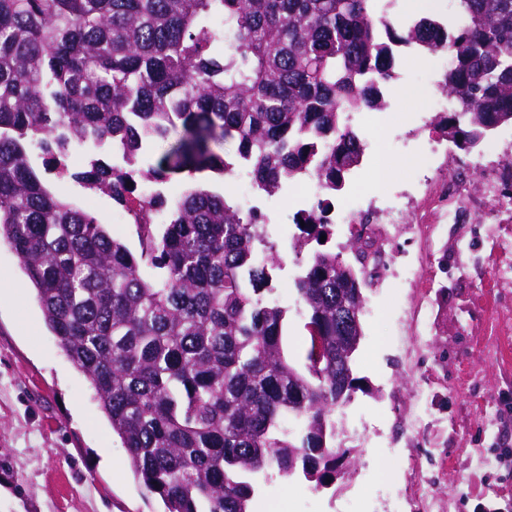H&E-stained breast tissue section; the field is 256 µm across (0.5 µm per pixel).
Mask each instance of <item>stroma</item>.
<instances>
[{
  "mask_svg": "<svg viewBox=\"0 0 512 512\" xmlns=\"http://www.w3.org/2000/svg\"><path fill=\"white\" fill-rule=\"evenodd\" d=\"M388 108L354 124L366 142L336 205L386 194L414 200L451 174L460 207L453 224L424 233L403 228L386 240L390 264L364 291V335L353 374L359 387L331 416L336 441L351 451L345 477L318 488L303 474L261 480L250 512H512V223L489 235L482 174L512 156V125L472 152L430 125L442 59L417 51L399 58ZM395 167L385 184L379 161ZM50 189L91 208L130 249L132 226L116 224L111 196L71 177L48 175ZM305 195L288 185L270 199L269 237L282 259L275 294L287 316L283 347L300 362L305 318L291 248ZM444 258L437 273L427 251ZM134 477L120 438L88 383L47 329L36 293L0 243V512H161Z\"/></svg>",
  "mask_w": 512,
  "mask_h": 512,
  "instance_id": "35a3bbf8",
  "label": "stroma"
}]
</instances>
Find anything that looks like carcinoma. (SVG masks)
Here are the masks:
<instances>
[{
  "instance_id": "carcinoma-1",
  "label": "carcinoma",
  "mask_w": 512,
  "mask_h": 512,
  "mask_svg": "<svg viewBox=\"0 0 512 512\" xmlns=\"http://www.w3.org/2000/svg\"><path fill=\"white\" fill-rule=\"evenodd\" d=\"M452 2L446 17L398 25L384 0H0V242L164 512H249L271 469L336 480L330 415L357 388L375 272L307 257L294 280L307 331L296 367L287 310L265 298L280 257L228 182L245 172L273 196L319 181L318 208L297 216L301 259L364 154L349 113L388 106L401 47L451 59L442 88L457 110L431 126L457 148L512 124V0ZM32 144L48 173L73 148L112 149L72 177L134 211L139 253L49 190ZM204 172L223 188L173 199L162 188ZM135 175L156 186L151 199L129 198ZM153 209L162 223H145Z\"/></svg>"
}]
</instances>
